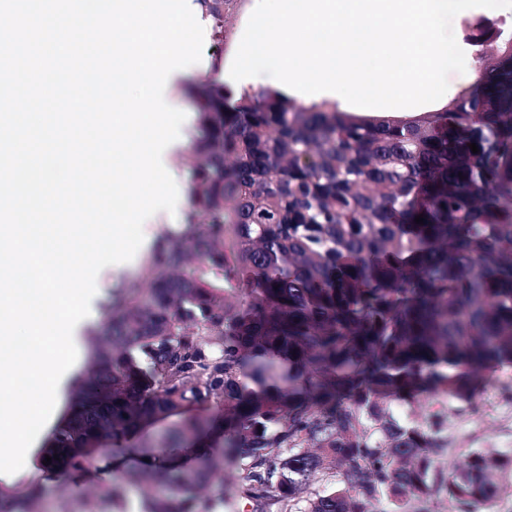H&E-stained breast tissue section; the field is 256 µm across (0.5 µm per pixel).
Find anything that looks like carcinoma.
I'll list each match as a JSON object with an SVG mask.
<instances>
[{
	"instance_id": "carcinoma-1",
	"label": "carcinoma",
	"mask_w": 512,
	"mask_h": 512,
	"mask_svg": "<svg viewBox=\"0 0 512 512\" xmlns=\"http://www.w3.org/2000/svg\"><path fill=\"white\" fill-rule=\"evenodd\" d=\"M203 3L222 28L229 0ZM465 28L475 83L412 120L199 87L187 221L112 289L43 470H83L107 442L169 421L173 441L218 431L224 451L185 470L147 442L141 467L88 496L111 503L132 483L144 512L236 497L252 512H374L382 499L426 512L417 503L438 493L479 512L499 497L511 458L436 463L453 405L477 411L480 371L512 364V23ZM425 393L443 401L427 423L391 414ZM235 464L247 474L233 492ZM0 512L40 505L0 490Z\"/></svg>"
}]
</instances>
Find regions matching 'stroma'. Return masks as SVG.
I'll return each mask as SVG.
<instances>
[{
	"mask_svg": "<svg viewBox=\"0 0 512 512\" xmlns=\"http://www.w3.org/2000/svg\"><path fill=\"white\" fill-rule=\"evenodd\" d=\"M248 0H232L224 12L222 33L207 30L204 36L203 60L221 62L230 53L235 36L246 14ZM177 107L186 114L183 124L185 142L180 145L177 164L178 203L174 212L160 211L148 218L143 226L144 242L131 261L104 268L97 277V289L108 293L113 286L124 279L139 276L142 265L149 256L156 239L166 232L169 225L179 222L188 206L190 180L189 144L197 137L198 114L191 93H183ZM512 386V365H505L487 371L477 391L478 412L463 408L449 413L445 434L448 450L438 462L447 470H455L474 450L485 451L503 458L512 457V399L503 396L504 386ZM136 439H129L120 448H107L97 453L96 468L64 478L41 475V497L43 512H57L61 491L70 495L71 512H86L87 506L82 491L95 483H109L115 473L104 470L105 461L121 462L124 470L135 469L139 464Z\"/></svg>",
	"mask_w": 512,
	"mask_h": 512,
	"instance_id": "obj_1",
	"label": "stroma"
}]
</instances>
